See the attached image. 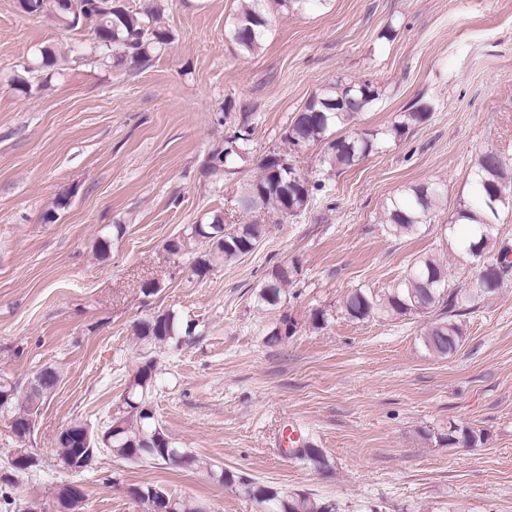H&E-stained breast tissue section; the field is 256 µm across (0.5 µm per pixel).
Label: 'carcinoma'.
<instances>
[{"label":"carcinoma","instance_id":"carcinoma-1","mask_svg":"<svg viewBox=\"0 0 512 512\" xmlns=\"http://www.w3.org/2000/svg\"><path fill=\"white\" fill-rule=\"evenodd\" d=\"M268 0H243V8L229 31V38L246 53L258 49L269 25ZM17 8L32 17L50 16L66 31H85L91 49L99 59H113L117 64L130 62L145 66L153 55L172 40L169 30L159 16L148 10L135 9L126 0H69L62 7L52 0H17ZM381 88L367 81L336 82L311 96L292 117L286 131V140L292 148L306 149L321 146L320 164L327 171L350 169L371 154L384 151L397 142L411 128L426 123L430 107L407 109L387 126L360 131L354 128L360 115L379 99ZM353 128L348 135L338 131ZM248 136L226 143L224 149L213 155L211 168L218 171L234 165L248 150ZM284 155L268 154L259 161L260 174L242 187L238 201L242 209L254 210L271 206L283 217L297 216L311 203L314 185L303 170L285 166ZM474 196L461 200L456 220H469L471 225L463 246L471 259L493 254L485 265L482 277L470 278L464 292H448V268L429 256L417 259L406 274L382 295L356 289L344 301L345 314L357 321L385 315L416 314L429 316L424 327L422 343L432 354L446 358L454 354L463 339V328L458 317L470 310L471 304L496 295L512 275V247L497 242L496 225L499 213L490 201L501 191L512 193V173L508 163L495 150L481 153L469 173ZM444 190L438 184L412 185L400 196L389 199L384 207L383 223L386 233L393 238H407L418 234L421 227L432 223L444 206ZM266 233L262 224H226L214 217L208 224H191L184 235L169 241L166 252L183 255L198 245L205 250L197 253L193 271L205 275L216 258L233 262L253 251ZM292 271L279 266L274 271L275 284L260 291L259 298L275 305L280 300L281 287L288 284ZM137 336L154 345L181 343V321L173 312L166 311L139 322ZM59 374L45 368L22 388L18 383L0 377V411L12 419V428L36 413L56 388ZM156 360L146 356L130 377L123 399V411L111 418L109 442H104L85 422L73 421L68 430L58 436L60 460L66 465L82 457L90 468L97 461L99 450L106 449L112 457L126 463L159 461L176 468L199 469L219 476V483L236 486L257 512H333L334 505L311 493L278 490L259 484L247 475H239L208 459L196 456L167 435L160 426L152 404L155 389ZM464 442L470 447L484 441V433L455 425L448 427V444ZM297 456L321 469L326 465L322 451L311 445L296 450ZM136 501L145 505L147 512H205L204 505L186 498L168 497L165 491L150 485L139 486Z\"/></svg>","mask_w":512,"mask_h":512}]
</instances>
